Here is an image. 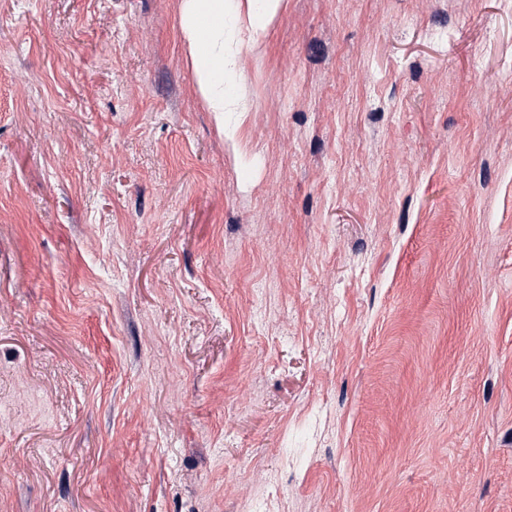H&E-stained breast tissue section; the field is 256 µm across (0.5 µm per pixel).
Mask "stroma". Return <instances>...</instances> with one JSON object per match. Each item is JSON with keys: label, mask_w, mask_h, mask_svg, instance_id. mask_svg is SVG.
<instances>
[{"label": "stroma", "mask_w": 512, "mask_h": 512, "mask_svg": "<svg viewBox=\"0 0 512 512\" xmlns=\"http://www.w3.org/2000/svg\"><path fill=\"white\" fill-rule=\"evenodd\" d=\"M179 0H0V512H512V0H288L206 112Z\"/></svg>", "instance_id": "obj_1"}]
</instances>
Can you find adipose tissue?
<instances>
[{"mask_svg": "<svg viewBox=\"0 0 512 512\" xmlns=\"http://www.w3.org/2000/svg\"><path fill=\"white\" fill-rule=\"evenodd\" d=\"M287 0H180L179 32L187 61L193 71L202 102L222 124L225 140H232L233 128L224 126L228 112L248 111L246 99L227 91L229 74L240 70L241 47H226L224 22L241 23L250 43L264 41Z\"/></svg>", "mask_w": 512, "mask_h": 512, "instance_id": "obj_1", "label": "adipose tissue"}]
</instances>
